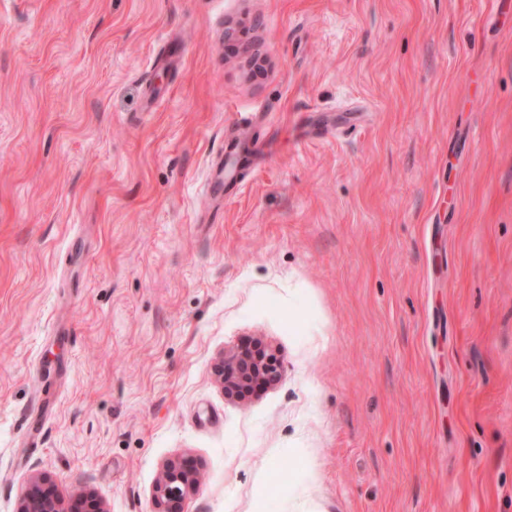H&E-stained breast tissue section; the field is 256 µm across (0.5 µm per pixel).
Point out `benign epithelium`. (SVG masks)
Masks as SVG:
<instances>
[{"label": "benign epithelium", "mask_w": 512, "mask_h": 512, "mask_svg": "<svg viewBox=\"0 0 512 512\" xmlns=\"http://www.w3.org/2000/svg\"><path fill=\"white\" fill-rule=\"evenodd\" d=\"M215 375L228 399L242 402L257 385L274 386L281 376V361L277 349L261 342L243 344L219 358ZM200 480L195 466L185 459L164 463L154 486V498L159 512H185L184 503ZM18 512H106L102 503L85 496L67 505L50 487L45 478L36 476L20 497Z\"/></svg>", "instance_id": "benign-epithelium-1"}]
</instances>
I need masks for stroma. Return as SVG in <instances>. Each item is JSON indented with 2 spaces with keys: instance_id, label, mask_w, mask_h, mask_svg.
<instances>
[{
  "instance_id": "stroma-1",
  "label": "stroma",
  "mask_w": 512,
  "mask_h": 512,
  "mask_svg": "<svg viewBox=\"0 0 512 512\" xmlns=\"http://www.w3.org/2000/svg\"><path fill=\"white\" fill-rule=\"evenodd\" d=\"M179 457L186 512H512V0H0V512ZM215 375L228 399L245 401L256 386H274L281 376L279 352L261 342L243 344L219 358Z\"/></svg>"
}]
</instances>
